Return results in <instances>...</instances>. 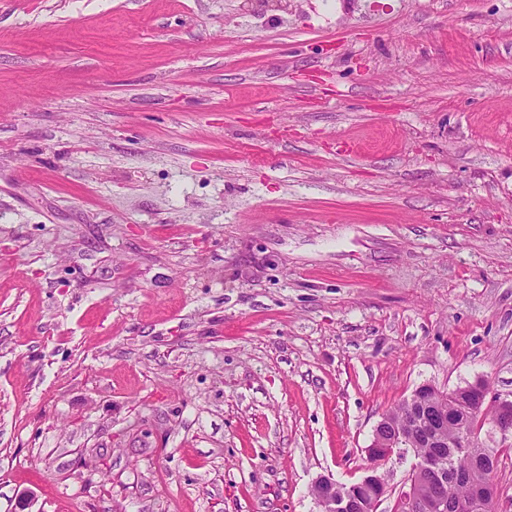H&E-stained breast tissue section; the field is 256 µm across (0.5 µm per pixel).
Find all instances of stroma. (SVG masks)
Returning a JSON list of instances; mask_svg holds the SVG:
<instances>
[{"mask_svg":"<svg viewBox=\"0 0 512 512\" xmlns=\"http://www.w3.org/2000/svg\"><path fill=\"white\" fill-rule=\"evenodd\" d=\"M479 379L512 0H0V512H318ZM409 401L410 399L403 401L395 409L389 411L386 414L395 423H393L386 417H382L381 420L375 426L374 434L381 438L384 447H373L374 444H372L370 448H368V452L369 455H371L378 464H381V462L389 461L391 457L395 454L397 449L399 450L400 453L401 448H403V450H406L408 448H411L412 446L413 431H409L407 428L401 427L396 424V422L401 420L405 415L409 414ZM374 460H372L373 463ZM310 494L319 507V512L356 511L354 501L329 476L316 479L311 485Z\"/></svg>","mask_w":512,"mask_h":512,"instance_id":"stroma-1","label":"stroma"}]
</instances>
